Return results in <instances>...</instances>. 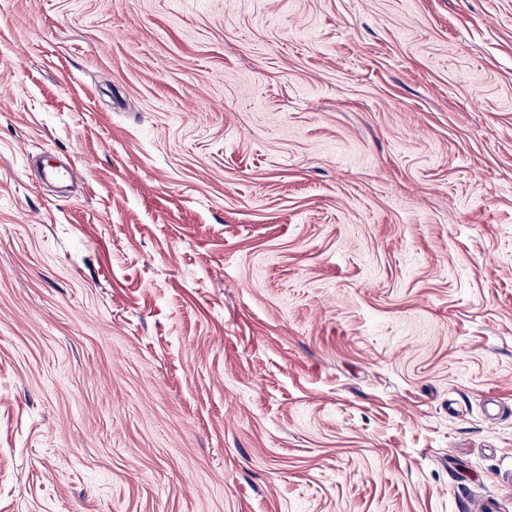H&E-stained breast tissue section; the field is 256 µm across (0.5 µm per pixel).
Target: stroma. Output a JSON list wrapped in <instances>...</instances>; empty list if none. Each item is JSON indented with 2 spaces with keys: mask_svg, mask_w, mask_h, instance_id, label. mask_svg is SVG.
<instances>
[{
  "mask_svg": "<svg viewBox=\"0 0 512 512\" xmlns=\"http://www.w3.org/2000/svg\"><path fill=\"white\" fill-rule=\"evenodd\" d=\"M0 512H512V0H0Z\"/></svg>",
  "mask_w": 512,
  "mask_h": 512,
  "instance_id": "obj_1",
  "label": "stroma"
}]
</instances>
